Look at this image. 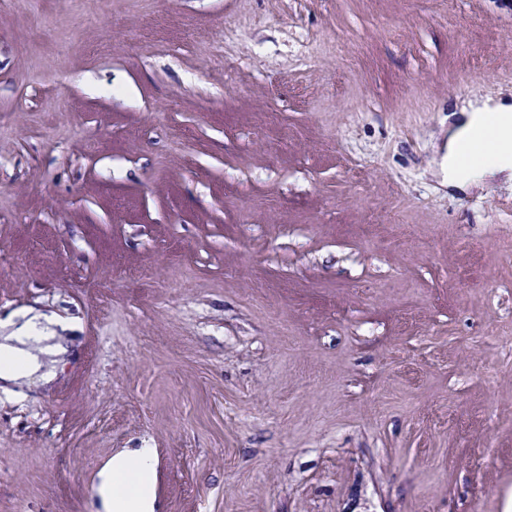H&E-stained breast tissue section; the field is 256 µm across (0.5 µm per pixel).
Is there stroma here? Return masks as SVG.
<instances>
[{"instance_id": "35a3bbf8", "label": "stroma", "mask_w": 512, "mask_h": 512, "mask_svg": "<svg viewBox=\"0 0 512 512\" xmlns=\"http://www.w3.org/2000/svg\"><path fill=\"white\" fill-rule=\"evenodd\" d=\"M512 0H0V512H505ZM487 112H499L502 118V127L498 136L497 123L491 116L484 129V137L488 140L484 146L485 160L470 167H460L456 163L459 149L481 125ZM447 170L448 185L465 187L469 184H480L505 174L512 180V106L497 103L474 107L464 114V119L451 130L448 135L447 154L444 158ZM153 472L151 448L112 458L98 487L104 512H152Z\"/></svg>"}]
</instances>
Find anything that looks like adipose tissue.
Returning a JSON list of instances; mask_svg holds the SVG:
<instances>
[{
  "label": "adipose tissue",
  "instance_id": "ef3b65f1",
  "mask_svg": "<svg viewBox=\"0 0 512 512\" xmlns=\"http://www.w3.org/2000/svg\"><path fill=\"white\" fill-rule=\"evenodd\" d=\"M499 112L502 127L498 136L484 146L482 163L460 167L456 163L459 149L481 125L487 112ZM449 184L463 187L480 184L505 174L512 177V106L483 104L465 113L463 120L448 136L444 158ZM153 452L141 448L112 458L101 474L98 487L105 512H152Z\"/></svg>",
  "mask_w": 512,
  "mask_h": 512
}]
</instances>
